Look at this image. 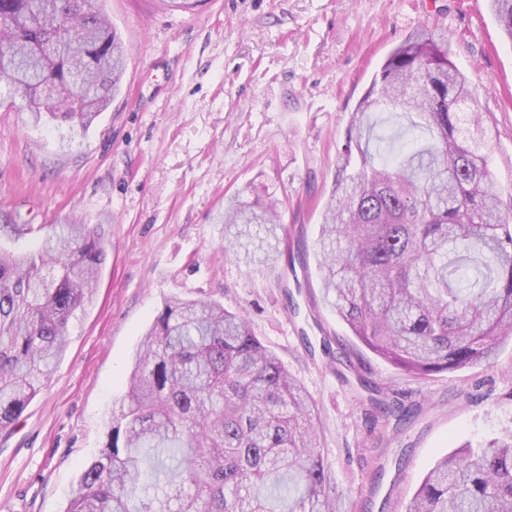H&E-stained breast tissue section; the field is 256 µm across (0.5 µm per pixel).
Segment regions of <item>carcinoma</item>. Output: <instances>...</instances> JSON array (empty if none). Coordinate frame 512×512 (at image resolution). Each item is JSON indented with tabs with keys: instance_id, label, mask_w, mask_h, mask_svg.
Returning a JSON list of instances; mask_svg holds the SVG:
<instances>
[{
	"instance_id": "cac0c4a2",
	"label": "carcinoma",
	"mask_w": 512,
	"mask_h": 512,
	"mask_svg": "<svg viewBox=\"0 0 512 512\" xmlns=\"http://www.w3.org/2000/svg\"><path fill=\"white\" fill-rule=\"evenodd\" d=\"M490 3L512 40V0ZM126 54L103 0H0V78L36 123L89 128L120 90ZM41 84L52 93L30 97ZM470 96L447 37L419 32L393 48L356 106L320 212L325 298L361 344L414 378L486 363L512 336V204L495 191L487 116L460 111ZM382 112L407 138L372 152L362 133ZM282 206L233 195L218 222L257 225L266 263L288 239ZM0 233L7 435L65 352L106 254L89 224ZM66 512H334L309 396L242 315L172 298ZM403 512H512V434L441 458Z\"/></svg>"
}]
</instances>
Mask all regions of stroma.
<instances>
[{"label":"stroma","instance_id":"obj_1","mask_svg":"<svg viewBox=\"0 0 512 512\" xmlns=\"http://www.w3.org/2000/svg\"><path fill=\"white\" fill-rule=\"evenodd\" d=\"M127 47L119 93L88 130L33 125L0 81V225L97 227L98 291L13 432L0 436V512H64L107 441L143 334L165 301L244 315L307 391L336 512H399L454 448L512 432V337L488 364L404 377L325 299L316 255L351 114L392 48L428 30L491 117L495 189L512 199V42L488 0H106ZM273 196L292 253L226 256L225 196ZM410 409L396 426L376 404Z\"/></svg>","mask_w":512,"mask_h":512}]
</instances>
